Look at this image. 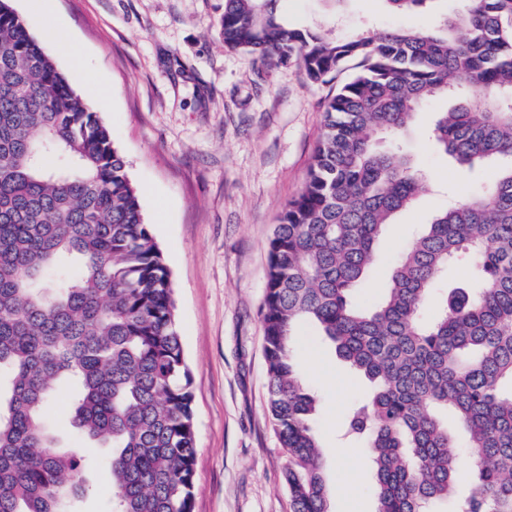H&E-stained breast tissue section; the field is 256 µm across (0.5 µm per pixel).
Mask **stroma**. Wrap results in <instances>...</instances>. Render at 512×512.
<instances>
[{"mask_svg": "<svg viewBox=\"0 0 512 512\" xmlns=\"http://www.w3.org/2000/svg\"><path fill=\"white\" fill-rule=\"evenodd\" d=\"M72 86L97 80L144 218L170 268L177 324L192 372L197 455L193 512H291L286 456L267 412L261 307L268 242L283 207L303 188L321 133L329 85L293 64L267 67L225 49L224 0H11ZM462 0L390 12L384 0H281L289 23L335 34L427 28ZM446 100L427 103L403 139L432 189L388 225L374 272L355 293L384 294L395 261L430 217L493 175L459 172L427 140ZM294 363L315 391V426L331 512H376L363 448L341 422L370 386L311 328ZM344 448L335 457L334 448Z\"/></svg>", "mask_w": 512, "mask_h": 512, "instance_id": "35a3bbf8", "label": "stroma"}]
</instances>
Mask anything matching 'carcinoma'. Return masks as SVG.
Instances as JSON below:
<instances>
[{"instance_id": "obj_1", "label": "carcinoma", "mask_w": 512, "mask_h": 512, "mask_svg": "<svg viewBox=\"0 0 512 512\" xmlns=\"http://www.w3.org/2000/svg\"><path fill=\"white\" fill-rule=\"evenodd\" d=\"M279 0H224V47L304 79L351 76L324 105L301 192L268 244L262 306L268 413L287 458L291 512H330L317 397L299 377L311 324L376 383L346 414L367 448L376 512H512V0H465L434 27L331 36L297 29ZM446 98L431 141L463 170L497 173L435 214L372 307L353 291L395 216L427 191L399 140ZM470 287L424 312L448 271ZM171 272L111 130L11 5L0 0V512H193L192 374ZM69 384L73 431L102 462L63 446L50 403ZM452 408L465 456L448 452ZM476 476L460 486V471ZM94 479L99 485V493L96 497L80 503L78 510L83 512H106L108 510V473L102 467L94 474Z\"/></svg>"}]
</instances>
